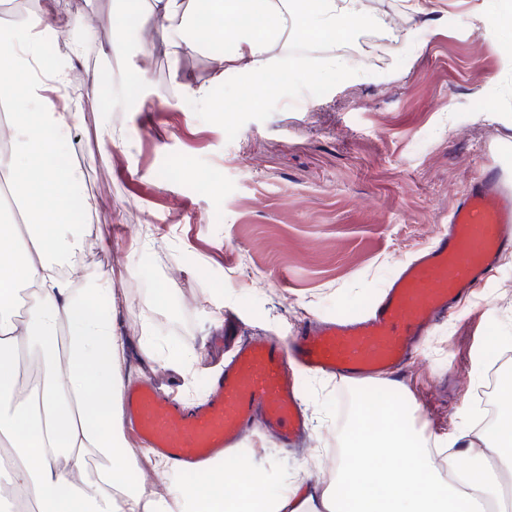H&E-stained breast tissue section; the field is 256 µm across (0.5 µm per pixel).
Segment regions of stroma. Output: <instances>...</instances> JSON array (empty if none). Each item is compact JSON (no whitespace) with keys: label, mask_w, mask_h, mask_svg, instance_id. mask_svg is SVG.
<instances>
[{"label":"stroma","mask_w":512,"mask_h":512,"mask_svg":"<svg viewBox=\"0 0 512 512\" xmlns=\"http://www.w3.org/2000/svg\"><path fill=\"white\" fill-rule=\"evenodd\" d=\"M493 0H383L399 36L374 62L321 49L313 67L293 63L290 43L269 51L265 79L222 72L201 49L171 67L144 50L156 16L136 8L127 50L112 54L116 0H43L38 15L68 22L83 71L62 104L80 114L56 145L73 171L70 229L82 273H104L116 336L128 337L127 383L154 380L201 399L227 356L213 344L224 315L240 336L286 340L309 320L360 314L400 264L448 222L466 183L492 164L512 171V33L486 26ZM95 38L79 42L84 22ZM341 59V68L326 66ZM146 70L144 85L130 74ZM219 96L222 111L194 95ZM260 99L252 110V99ZM512 253L473 299L438 326L392 384L301 377L309 444L288 451L257 440L252 470L273 491L296 470L324 489L322 449L339 447L345 405L389 387L413 411L429 443L449 453L483 449L471 400L488 377L490 340L512 347ZM189 352L191 376L171 353Z\"/></svg>","instance_id":"stroma-1"}]
</instances>
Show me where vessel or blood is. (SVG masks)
Returning a JSON list of instances; mask_svg holds the SVG:
<instances>
[{
  "label": "vessel or blood",
  "instance_id": "vessel-or-blood-1",
  "mask_svg": "<svg viewBox=\"0 0 512 512\" xmlns=\"http://www.w3.org/2000/svg\"><path fill=\"white\" fill-rule=\"evenodd\" d=\"M508 251L512 178L496 166L466 185L434 242L360 315L309 323L285 342L240 344L193 405L147 380L128 387L122 410L130 435L195 474L240 448L257 419L279 447L299 446L306 428L300 373L366 380L401 366Z\"/></svg>",
  "mask_w": 512,
  "mask_h": 512
}]
</instances>
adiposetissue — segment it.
I'll list each match as a JSON object with an SVG mask.
<instances>
[{"label":"adipose tissue","mask_w":512,"mask_h":512,"mask_svg":"<svg viewBox=\"0 0 512 512\" xmlns=\"http://www.w3.org/2000/svg\"><path fill=\"white\" fill-rule=\"evenodd\" d=\"M358 0H149L160 13V41L171 59L198 48L191 35L207 28L209 40L226 47L229 67L244 65L254 80L267 67L268 48L299 32L310 40L343 39L370 24ZM11 46L0 50V71L43 67L41 35L28 17H18ZM25 91L0 83V100L20 96L39 111L12 115V144L0 153V176L24 211L25 221L0 220V447L12 451L0 480L26 491L38 512H468L470 496L498 490L482 455L462 452L449 465L470 490L469 497L441 483L416 428L398 403L372 425L371 404L361 400L344 435L342 462L333 490L321 497L300 487L272 495L262 475L237 478L228 498L215 480L186 484L173 501L145 497L126 479L133 465L125 447L124 389L118 372L124 344L113 333L112 313L97 301L110 285L101 273L75 283L57 260L71 254L78 238L65 217L72 200L52 160L61 132L76 122L57 111L50 91L64 85L63 66L45 69ZM24 315H17L19 295ZM509 401L485 446L512 469V380L501 389Z\"/></svg>","instance_id":"adipose-tissue-1"}]
</instances>
